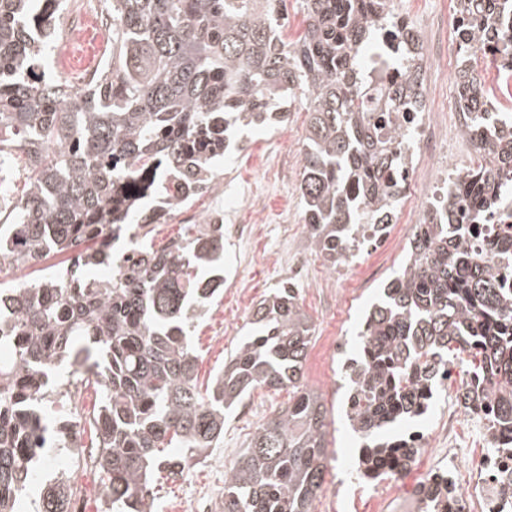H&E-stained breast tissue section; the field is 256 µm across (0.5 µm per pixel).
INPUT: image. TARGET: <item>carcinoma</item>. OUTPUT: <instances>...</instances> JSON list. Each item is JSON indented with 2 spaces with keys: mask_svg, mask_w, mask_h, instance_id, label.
Masks as SVG:
<instances>
[{
  "mask_svg": "<svg viewBox=\"0 0 512 512\" xmlns=\"http://www.w3.org/2000/svg\"><path fill=\"white\" fill-rule=\"evenodd\" d=\"M112 19V62L79 91L38 74L50 38L62 34L64 0H0V164L28 171L23 206L0 221L15 262L26 254L71 252L65 276L49 273L25 288L0 290V512H23L33 461L66 424L46 422L44 402L66 364L84 385L102 387L84 417L89 464L101 512H151L154 477L173 475L224 438V411L259 388L288 387V406L258 425L227 472L222 512H312L327 472V415L302 383L313 327L298 292L284 285L253 308L250 334L201 394L191 343L194 320L224 294V234L217 227L159 248L142 211L145 191L196 197L203 169L251 126L285 119L284 95L310 114L299 185L314 247L332 266L354 257L361 228L391 197L396 165L390 116L406 107L402 88L384 109L364 111L370 79L360 65L368 28L389 27L388 0H303L306 28L281 37L285 0H101ZM494 0H467L470 33L461 54H501L512 74V26L489 31ZM469 64L456 76V104L472 114L465 137L483 161L452 181L448 222L426 217L405 262L383 288L359 332L361 354L343 368L344 413L363 441L359 480L406 471L420 449L390 437L422 416L439 375L467 361L456 391L467 406L489 404L495 426L512 431V287L471 255L470 225L488 199L512 187V130L486 138L487 97ZM161 164L147 182L148 164ZM131 232L143 254L108 283L87 276L112 265V246ZM168 448L183 454L171 457ZM78 488L64 471L46 484L37 512H71Z\"/></svg>",
  "mask_w": 512,
  "mask_h": 512,
  "instance_id": "obj_1",
  "label": "carcinoma"
}]
</instances>
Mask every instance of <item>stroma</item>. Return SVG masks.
I'll return each instance as SVG.
<instances>
[{
    "instance_id": "stroma-1",
    "label": "stroma",
    "mask_w": 512,
    "mask_h": 512,
    "mask_svg": "<svg viewBox=\"0 0 512 512\" xmlns=\"http://www.w3.org/2000/svg\"><path fill=\"white\" fill-rule=\"evenodd\" d=\"M455 66L432 71L430 91L441 107L440 123L446 124L455 109ZM309 116L302 104H294L288 124L280 130L256 129L243 137V151L224 160V172L216 186V197L233 202L235 219L250 224L254 234L247 245L233 239L224 241L226 270L240 268L241 294L222 297L195 324L192 342L198 354L199 385H206L223 367L234 343L246 336L253 306L274 288L289 283L297 288L303 308L314 327V343L325 337L339 339L340 354L325 357L322 366L305 373V384L322 395L326 406L335 410L328 426V471L322 491L314 501L316 512H327L332 496H341V512H354L353 494L359 482L353 472L344 470L342 459L357 457L359 439L345 424L340 407L345 399L341 386L342 366L355 357L359 342V322L384 282L401 265L397 252L403 244H394L392 253L376 259L360 258L358 276L365 287L350 288L326 278L324 258L315 252L307 235L296 232L303 220V205L298 186L301 169L297 159L304 151ZM446 135L454 139V164L469 161L473 146L457 138L454 129ZM65 255H51L42 263L19 266L0 263V285L9 287L32 283L46 271H66ZM287 389L254 390L243 404L225 417L224 439L209 449L206 457L175 481L154 483L155 512H192L199 494H214V508L224 502V476L247 448L256 426L287 407Z\"/></svg>"
}]
</instances>
